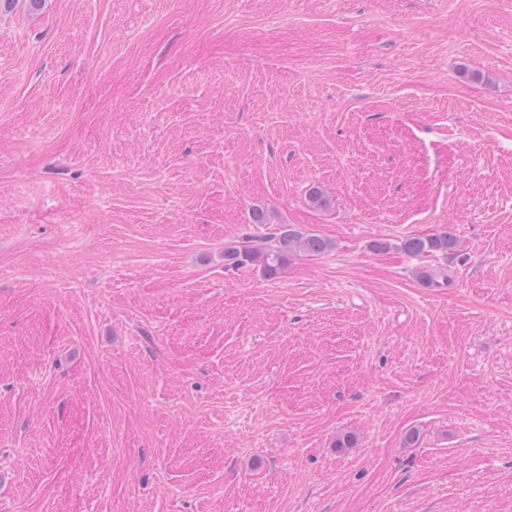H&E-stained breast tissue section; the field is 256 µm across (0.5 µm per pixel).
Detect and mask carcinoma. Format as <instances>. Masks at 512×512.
<instances>
[{
  "label": "carcinoma",
  "mask_w": 512,
  "mask_h": 512,
  "mask_svg": "<svg viewBox=\"0 0 512 512\" xmlns=\"http://www.w3.org/2000/svg\"><path fill=\"white\" fill-rule=\"evenodd\" d=\"M456 239L450 232L431 236L407 237L397 243L382 239L372 244L377 252L392 249L412 256L443 255L454 250ZM333 242L317 234L304 235L288 224H280L257 245H227L224 264L227 266H253L268 278H277L297 255L318 256L330 251Z\"/></svg>",
  "instance_id": "1"
}]
</instances>
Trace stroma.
Returning a JSON list of instances; mask_svg holds the SVG:
<instances>
[{
  "mask_svg": "<svg viewBox=\"0 0 512 512\" xmlns=\"http://www.w3.org/2000/svg\"><path fill=\"white\" fill-rule=\"evenodd\" d=\"M0 512H512V0L0 7ZM275 232L257 245H227L224 264L253 266L268 278H277L297 255L318 256L330 251L333 242L317 234L303 235L290 224H275ZM456 246V239L450 232H442L431 236H412L393 243L388 239L375 241L372 249L386 252L392 249L401 250L412 256H430L436 253L448 255Z\"/></svg>",
  "mask_w": 512,
  "mask_h": 512,
  "instance_id": "stroma-1",
  "label": "stroma"
}]
</instances>
